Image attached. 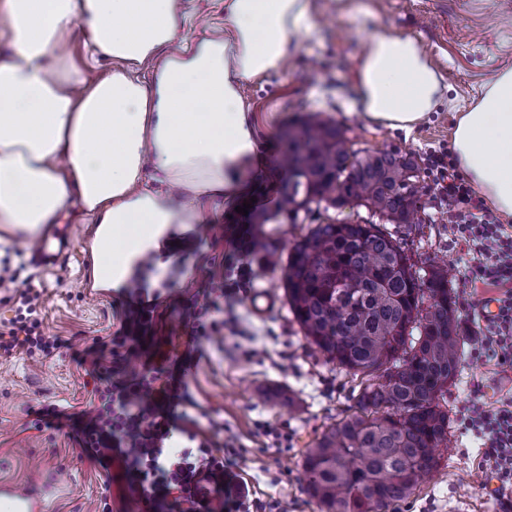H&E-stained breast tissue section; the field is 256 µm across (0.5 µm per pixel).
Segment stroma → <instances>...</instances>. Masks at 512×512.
Listing matches in <instances>:
<instances>
[{
	"mask_svg": "<svg viewBox=\"0 0 512 512\" xmlns=\"http://www.w3.org/2000/svg\"><path fill=\"white\" fill-rule=\"evenodd\" d=\"M349 3L341 11L336 0H313L316 25L292 51L287 69L246 84L264 157L281 159L288 126L319 111L342 125L357 149L397 148L425 158L450 145L459 113L480 99L498 73L512 70V0ZM184 6L192 16L187 42L223 28L224 0H184ZM377 30L416 36L448 86L437 109L409 133L369 122L359 106L354 69ZM281 189V177L262 172L252 194L239 196L234 205L210 202L204 223L173 225L150 264L138 265L134 277L156 306L157 334L171 360L189 345L194 304H219L224 333L201 341L185 377L189 399L179 409L197 422L201 437L243 450L239 476L254 499L280 501L286 512H320L303 489L304 455L328 426L353 413L361 379L325 363L308 343L289 308L283 279L288 254L308 226L329 215L353 222L357 210L348 205L329 215L304 213L294 223L283 216L253 224V234L264 236L267 247L254 253L250 285L270 290L279 301L259 318L249 308L248 293L229 300L223 295L226 237L229 225L246 220L238 206L255 197L263 200V212H274ZM59 223L72 234L55 269L34 267L14 246L0 244V267L17 272L14 287L0 291V332L15 315L19 292L29 288L37 295L43 333L60 341L46 357L23 351L0 357V485L39 493L43 512H97L104 502L112 512H131L126 483L88 459L73 434L77 418L101 404L95 377L130 381L143 372L138 362L115 363L104 345L124 319L126 296L115 288H83L79 258L92 233L71 206ZM397 235L415 264L444 258L459 268V254L448 246V227L429 202H422L414 224ZM480 380L487 401L512 391V384L497 383L490 366L462 356L447 394L453 444L410 498L387 512H512V494L497 493L489 464L477 457L471 436L460 427V409ZM50 405L63 413L62 427L40 418Z\"/></svg>",
	"mask_w": 512,
	"mask_h": 512,
	"instance_id": "35a3bbf8",
	"label": "stroma"
}]
</instances>
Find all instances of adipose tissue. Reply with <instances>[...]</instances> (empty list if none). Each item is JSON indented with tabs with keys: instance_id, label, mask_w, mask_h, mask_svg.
Returning a JSON list of instances; mask_svg holds the SVG:
<instances>
[{
	"instance_id": "obj_1",
	"label": "adipose tissue",
	"mask_w": 512,
	"mask_h": 512,
	"mask_svg": "<svg viewBox=\"0 0 512 512\" xmlns=\"http://www.w3.org/2000/svg\"><path fill=\"white\" fill-rule=\"evenodd\" d=\"M90 32L89 79L66 31ZM180 0H5L0 6V242L32 237L77 203L97 225L107 283L175 224L243 191L258 159L245 82L282 70L313 26L311 0H224L225 35L185 44ZM355 79L363 114L412 130L438 105L442 76L413 36L379 31ZM453 148L470 180L512 218V71L461 113Z\"/></svg>"
}]
</instances>
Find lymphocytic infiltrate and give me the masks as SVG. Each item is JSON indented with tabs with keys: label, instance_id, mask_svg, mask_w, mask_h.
<instances>
[{
	"label": "lymphocytic infiltrate",
	"instance_id": "obj_1",
	"mask_svg": "<svg viewBox=\"0 0 512 512\" xmlns=\"http://www.w3.org/2000/svg\"><path fill=\"white\" fill-rule=\"evenodd\" d=\"M435 208L448 225V245L463 260L462 284L471 308H484L482 288L493 290L496 309L483 316L472 358L492 366L497 375L512 373V225L501 223L465 177L452 151L428 157ZM154 304H138L112 336V354L123 363L149 356L154 346ZM55 337L44 335L36 307L23 296L7 332L0 334V355L18 350L52 353ZM192 361L183 355L173 368H151L131 383L105 385L102 407L89 416L79 444L102 467L120 464L131 491L134 512H250L246 484L226 468L224 449L209 440L197 447L173 448L178 430L175 407L183 400L182 376ZM460 424L479 442L500 487L512 488V394L490 404L467 401Z\"/></svg>",
	"mask_w": 512,
	"mask_h": 512
}]
</instances>
